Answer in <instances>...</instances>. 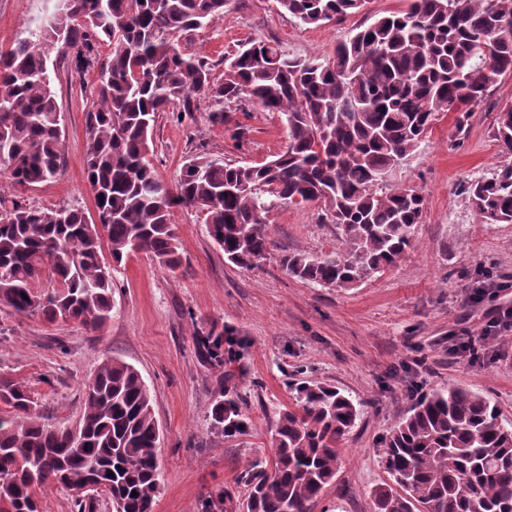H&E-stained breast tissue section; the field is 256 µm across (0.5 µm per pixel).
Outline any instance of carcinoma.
<instances>
[{
	"mask_svg": "<svg viewBox=\"0 0 512 512\" xmlns=\"http://www.w3.org/2000/svg\"><path fill=\"white\" fill-rule=\"evenodd\" d=\"M230 0H56L38 31L0 50V165L26 191L48 182L62 157L61 112L47 46H61L66 68L98 71L87 112V181L98 210L44 209L0 194V303L49 323L101 328L112 312V269L144 253L182 266L170 223L176 206L204 216L207 232L239 268L269 255L268 215L285 204H313L336 225V248L319 258L284 252L279 266L322 287L352 289L393 266L411 248L424 198L393 185L439 116L462 129L498 78L512 73V0H410L336 45L327 59L291 57L258 41L224 58V80L182 47L189 33L224 18ZM304 25L359 11L365 0H276ZM108 47L106 57L101 48ZM207 99L212 117L249 100L280 114L286 149L258 164L191 155L174 186L149 159L160 114L176 119ZM496 140L512 153V108L500 111ZM487 224L512 223V161L466 187ZM108 246L111 262L102 257ZM48 274L52 287L33 285ZM236 332L195 339L210 365L240 356ZM76 428L35 412L28 387L0 377V512H40L50 487L74 492L75 512H92L103 493L113 512H152L161 490L160 429L139 371L108 359L83 387ZM360 407L333 385L295 384L292 407L274 423V460L244 471L243 512H310L336 480L339 447ZM212 428L230 437L249 424L233 399L217 400ZM388 482L373 512H512V424L496 403L465 389L422 396L382 439ZM113 476H107V472ZM138 496H132V493ZM227 490L202 512H222Z\"/></svg>",
	"mask_w": 512,
	"mask_h": 512,
	"instance_id": "1",
	"label": "carcinoma"
}]
</instances>
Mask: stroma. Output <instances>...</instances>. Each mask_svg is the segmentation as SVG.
I'll return each mask as SVG.
<instances>
[{
    "label": "stroma",
    "instance_id": "stroma-1",
    "mask_svg": "<svg viewBox=\"0 0 512 512\" xmlns=\"http://www.w3.org/2000/svg\"><path fill=\"white\" fill-rule=\"evenodd\" d=\"M407 0H366L342 22L302 25L276 0H232L223 22L199 30L186 51L203 56L214 79L224 77V57L248 41L274 40L288 54L331 56L340 40L367 19L406 9ZM54 0H0V49L37 31ZM63 131L57 175L26 199L35 206L82 209L96 219L86 174V112L96 99L98 73L76 76L59 67L54 81ZM512 107V74L470 113L463 130L454 114L442 116L425 143L397 175L398 185L425 199L422 224L410 250L357 288L321 287L287 275L276 262L283 252L318 257L336 245V227L315 206L278 207L268 217L271 253L262 267L228 264L207 234L202 213H171L182 267L177 273L138 253L113 273L109 320L93 331L77 323L50 324L0 304V376L23 382L46 423L75 422L82 388L100 363L133 365L151 390L160 428L162 487L152 512H200L215 489H228L224 512H241L239 475L251 463L273 461L272 429L293 404L292 384L315 380L340 388L362 414L340 445L335 482L312 512H371L372 491L386 479L380 441L419 400L421 392L464 388L488 395L512 421V328L499 332L475 360L459 357L450 336L479 335L488 302L469 296L475 281L502 285L512 299V224H486L463 188L490 176L508 156L493 128ZM244 128V139L233 136ZM280 116L248 101L216 123L202 101L191 117L162 113L154 130L152 161L174 183L186 157L211 154L259 163L284 151ZM233 327L240 361L225 364L232 391L250 427L232 437L214 431L209 414L218 396L217 373L197 353L193 338ZM425 367H418V360Z\"/></svg>",
    "mask_w": 512,
    "mask_h": 512
}]
</instances>
